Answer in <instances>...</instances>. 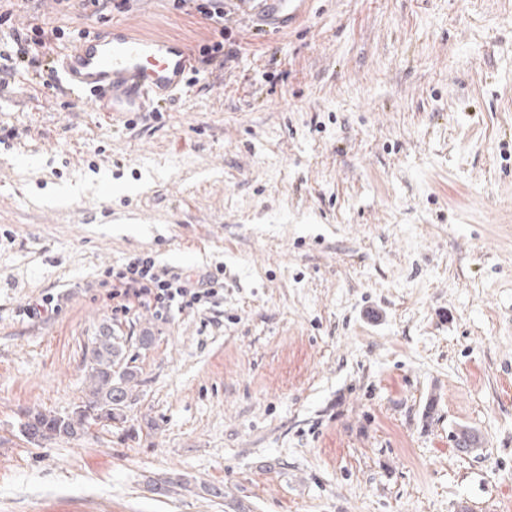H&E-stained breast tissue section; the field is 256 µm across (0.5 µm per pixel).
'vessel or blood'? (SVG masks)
Here are the masks:
<instances>
[{
    "instance_id": "b4317fda",
    "label": "vessel or blood",
    "mask_w": 512,
    "mask_h": 512,
    "mask_svg": "<svg viewBox=\"0 0 512 512\" xmlns=\"http://www.w3.org/2000/svg\"><path fill=\"white\" fill-rule=\"evenodd\" d=\"M269 25L291 30L311 0H260ZM195 53L183 40L146 34L129 20L113 22L61 50L55 63L66 92L108 107L116 118L155 111L185 85Z\"/></svg>"
}]
</instances>
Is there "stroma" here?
<instances>
[{"label":"stroma","instance_id":"obj_1","mask_svg":"<svg viewBox=\"0 0 512 512\" xmlns=\"http://www.w3.org/2000/svg\"><path fill=\"white\" fill-rule=\"evenodd\" d=\"M259 7L159 120L78 103L45 58L0 90V512H512V0H314L285 34ZM12 12L0 43L211 38L173 0ZM140 252L222 268L219 306L120 326L125 423L25 442L26 411L85 400L90 282ZM49 288L59 315L18 317Z\"/></svg>","mask_w":512,"mask_h":512}]
</instances>
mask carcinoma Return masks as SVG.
<instances>
[{"label": "carcinoma", "instance_id": "cac0c4a2", "mask_svg": "<svg viewBox=\"0 0 512 512\" xmlns=\"http://www.w3.org/2000/svg\"><path fill=\"white\" fill-rule=\"evenodd\" d=\"M123 361L125 345L122 337L112 330V325L102 324L94 336L86 365V401L70 415L39 410L27 412L21 423V435L28 443L38 445L54 438L81 436L92 423L110 426L123 420L137 378L133 367L121 365Z\"/></svg>", "mask_w": 512, "mask_h": 512}]
</instances>
